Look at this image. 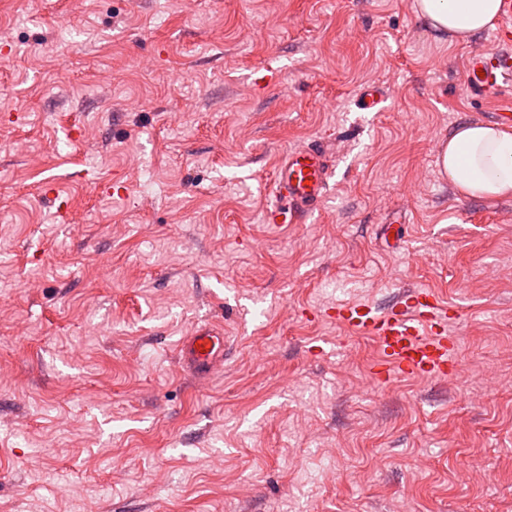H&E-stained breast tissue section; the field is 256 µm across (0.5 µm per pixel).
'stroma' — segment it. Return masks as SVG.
<instances>
[{"instance_id": "stroma-1", "label": "stroma", "mask_w": 512, "mask_h": 512, "mask_svg": "<svg viewBox=\"0 0 512 512\" xmlns=\"http://www.w3.org/2000/svg\"><path fill=\"white\" fill-rule=\"evenodd\" d=\"M494 46L414 0H0V512H512V199L437 153L497 110L463 85ZM307 144L321 209L264 223ZM409 287L459 310L457 376L376 382L317 316ZM386 100V93L377 85H370L362 88L357 96V102L360 108L367 112L378 110ZM178 357L197 378H206L224 363V328L198 323L178 348Z\"/></svg>"}]
</instances>
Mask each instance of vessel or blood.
<instances>
[{"label": "vessel or blood", "instance_id": "1", "mask_svg": "<svg viewBox=\"0 0 512 512\" xmlns=\"http://www.w3.org/2000/svg\"><path fill=\"white\" fill-rule=\"evenodd\" d=\"M468 92L479 101L500 99L512 86V52L479 51L463 67ZM387 100L376 85L362 88L360 108L378 110ZM332 170L322 147L305 145L285 151L269 186L272 202L265 211L269 224L298 223L322 203ZM449 308L430 290H402L388 309L374 303L342 304L330 309L331 317L352 334L372 339L378 358L371 373L375 380L402 376L438 381L458 371L457 341L448 331ZM178 357L199 378L214 373L224 362V330L210 322L197 324L179 345Z\"/></svg>", "mask_w": 512, "mask_h": 512}]
</instances>
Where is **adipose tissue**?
Segmentation results:
<instances>
[{
	"instance_id": "ef3b65f1",
	"label": "adipose tissue",
	"mask_w": 512,
	"mask_h": 512,
	"mask_svg": "<svg viewBox=\"0 0 512 512\" xmlns=\"http://www.w3.org/2000/svg\"><path fill=\"white\" fill-rule=\"evenodd\" d=\"M417 15L436 32L465 43L494 27L500 0H415ZM442 174L463 197L512 198V131L494 123H463L439 147Z\"/></svg>"
}]
</instances>
